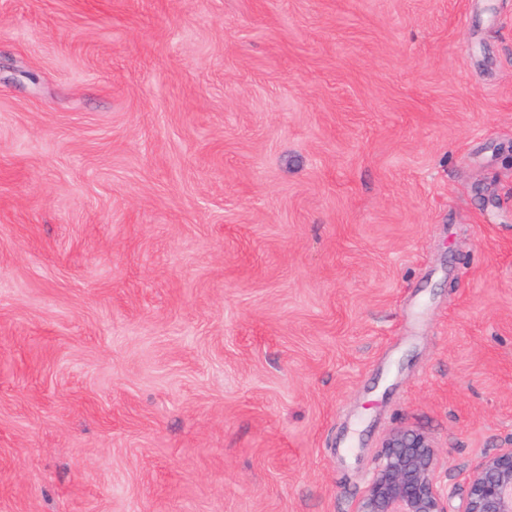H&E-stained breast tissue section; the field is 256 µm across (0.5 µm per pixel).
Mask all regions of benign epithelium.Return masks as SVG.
<instances>
[{
	"label": "benign epithelium",
	"mask_w": 512,
	"mask_h": 512,
	"mask_svg": "<svg viewBox=\"0 0 512 512\" xmlns=\"http://www.w3.org/2000/svg\"><path fill=\"white\" fill-rule=\"evenodd\" d=\"M434 448L418 430L389 433L354 512H448V490L435 478ZM460 512H512V448L479 462Z\"/></svg>",
	"instance_id": "1"
}]
</instances>
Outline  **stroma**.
Masks as SVG:
<instances>
[{"label": "stroma", "instance_id": "35a3bbf8", "mask_svg": "<svg viewBox=\"0 0 512 512\" xmlns=\"http://www.w3.org/2000/svg\"><path fill=\"white\" fill-rule=\"evenodd\" d=\"M448 512L512 448V0H0V512ZM435 447L433 439L418 430L389 433L354 512H447L448 490L435 478Z\"/></svg>", "mask_w": 512, "mask_h": 512}]
</instances>
